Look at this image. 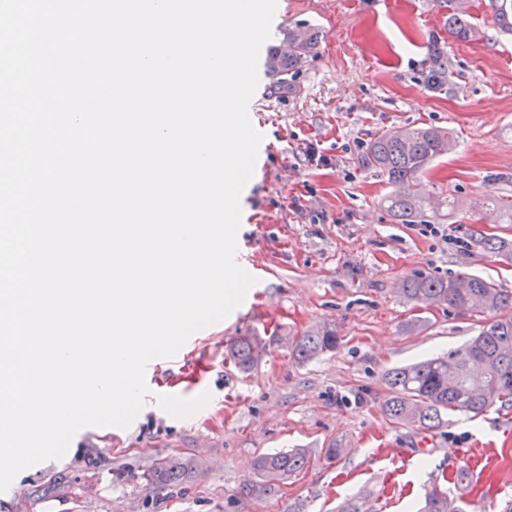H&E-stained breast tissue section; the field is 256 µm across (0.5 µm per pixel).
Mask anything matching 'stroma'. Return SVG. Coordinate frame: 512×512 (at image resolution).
I'll list each match as a JSON object with an SVG mask.
<instances>
[{"mask_svg": "<svg viewBox=\"0 0 512 512\" xmlns=\"http://www.w3.org/2000/svg\"><path fill=\"white\" fill-rule=\"evenodd\" d=\"M483 39L444 35L437 0H277L264 50L282 48L289 27L305 24L320 42L288 91L259 63L249 117L264 133L245 185L237 254L255 284L205 342L187 369L149 382L133 422L114 431L80 430L66 454L21 471L0 493V512H336L371 492L376 512H417L433 477L484 470L463 494L473 512H501L512 500V407L447 416L433 430L390 423L383 414L388 370L446 354L475 336L477 317L416 308L400 294L416 273L477 274L512 289V264L474 242L512 240V224L483 220L475 200L512 196V33L490 10L478 14ZM443 35L448 79L427 84L433 35ZM452 129L455 143L420 179L439 201L456 197L452 216L401 224L385 202L391 187L364 160L378 132L403 126ZM321 159L306 158L307 144ZM334 323L336 352L297 366L285 344L249 374L226 360L232 339L284 336ZM343 447L326 459L330 443ZM306 448L307 467L258 501L239 488L254 479L262 453ZM199 461L178 487L153 488L159 460Z\"/></svg>", "mask_w": 512, "mask_h": 512, "instance_id": "obj_1", "label": "stroma"}]
</instances>
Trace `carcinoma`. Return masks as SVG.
Instances as JSON below:
<instances>
[{
	"label": "carcinoma",
	"instance_id": "carcinoma-1",
	"mask_svg": "<svg viewBox=\"0 0 512 512\" xmlns=\"http://www.w3.org/2000/svg\"><path fill=\"white\" fill-rule=\"evenodd\" d=\"M447 14L448 33L461 41L480 35L471 13L462 11L457 0H438ZM488 6L501 29L512 31V0H489ZM318 43L312 28L288 30V54L270 59L272 71L281 76L280 89L290 87L288 77L296 74L303 58ZM448 76V56L441 38L432 40L427 61L426 79L440 86ZM454 142L447 128L397 127L375 136L367 144L368 164L386 174L393 191L387 197L388 208L401 224H414L432 209L431 201L417 190V182L433 161L448 154ZM493 223L512 224V199L492 202ZM485 251L512 262V244L495 235L475 239ZM404 298L426 308L446 307L470 313L484 320L478 335L464 347L446 357L428 359L395 368L387 373V395L382 411L393 424L431 430L440 427L444 416L462 413L481 416L496 406L512 407V291L490 278L457 274L436 277L415 274L401 288ZM288 340V354L301 365L339 346L336 327L323 324L301 333L262 336L252 333L236 337L228 346L227 356L241 372H247L269 354L271 345ZM308 464L304 448L266 453L255 460L262 482L246 481L239 494L264 499L272 495L277 483L301 472ZM196 463L171 456L158 462L149 473L152 485L163 489L177 486L191 476ZM470 504L461 497L448 495L439 480L426 489L421 512H469Z\"/></svg>",
	"mask_w": 512,
	"mask_h": 512
}]
</instances>
